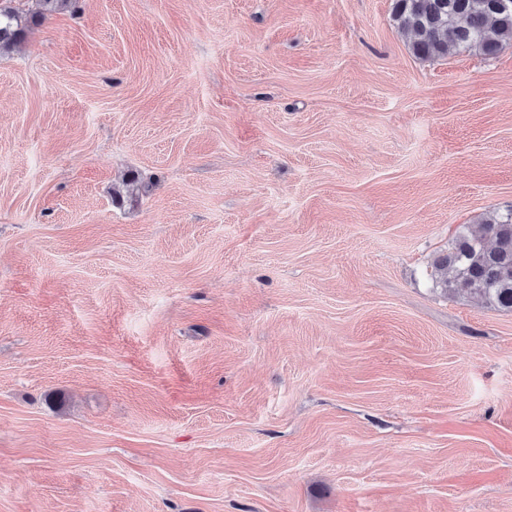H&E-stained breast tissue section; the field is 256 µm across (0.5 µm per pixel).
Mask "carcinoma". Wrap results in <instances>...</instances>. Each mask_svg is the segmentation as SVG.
Returning <instances> with one entry per match:
<instances>
[{
    "mask_svg": "<svg viewBox=\"0 0 512 512\" xmlns=\"http://www.w3.org/2000/svg\"><path fill=\"white\" fill-rule=\"evenodd\" d=\"M73 2L34 0V8L22 15L0 0V52ZM394 20L423 59L443 56L450 47L494 56L502 43L512 41V0H395ZM432 268V279L444 293L464 292L491 308L511 311L512 209L462 225L448 253L435 258Z\"/></svg>",
    "mask_w": 512,
    "mask_h": 512,
    "instance_id": "cac0c4a2",
    "label": "carcinoma"
}]
</instances>
